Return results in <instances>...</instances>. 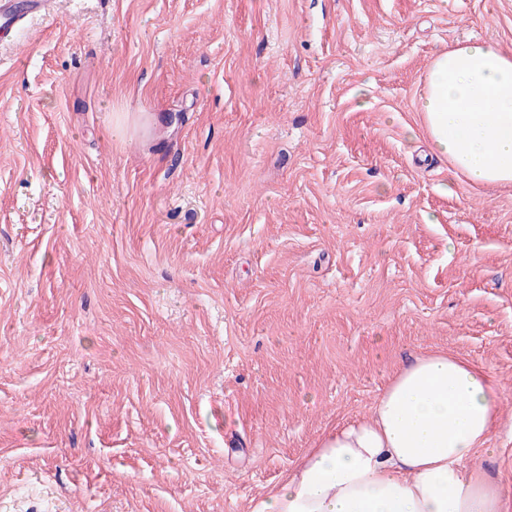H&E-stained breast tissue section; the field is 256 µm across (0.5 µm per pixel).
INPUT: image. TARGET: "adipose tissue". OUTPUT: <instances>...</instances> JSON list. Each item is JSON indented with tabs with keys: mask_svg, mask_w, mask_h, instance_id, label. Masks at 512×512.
Masks as SVG:
<instances>
[{
	"mask_svg": "<svg viewBox=\"0 0 512 512\" xmlns=\"http://www.w3.org/2000/svg\"><path fill=\"white\" fill-rule=\"evenodd\" d=\"M419 110L435 152L477 184L512 185V55L468 41L430 62ZM483 369L441 352L399 370L369 418L325 433L256 512H512L477 461L498 424Z\"/></svg>",
	"mask_w": 512,
	"mask_h": 512,
	"instance_id": "ef3b65f1",
	"label": "adipose tissue"
}]
</instances>
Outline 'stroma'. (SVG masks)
Listing matches in <instances>:
<instances>
[{
	"mask_svg": "<svg viewBox=\"0 0 512 512\" xmlns=\"http://www.w3.org/2000/svg\"><path fill=\"white\" fill-rule=\"evenodd\" d=\"M512 0H58L0 42V512H255L443 352L502 392L512 187L430 154Z\"/></svg>",
	"mask_w": 512,
	"mask_h": 512,
	"instance_id": "obj_1",
	"label": "stroma"
}]
</instances>
